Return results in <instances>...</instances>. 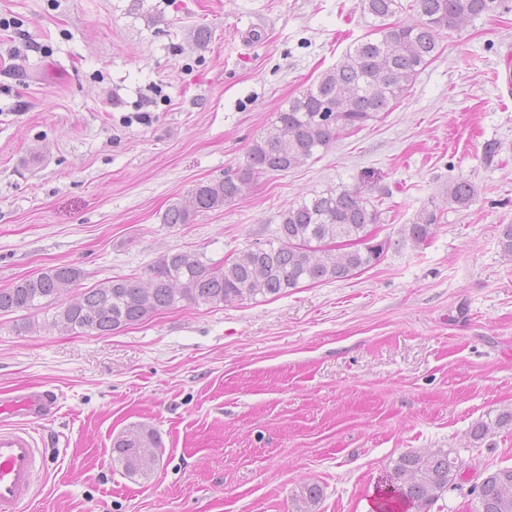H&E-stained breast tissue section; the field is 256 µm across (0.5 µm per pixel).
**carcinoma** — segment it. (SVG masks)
<instances>
[{"mask_svg":"<svg viewBox=\"0 0 512 512\" xmlns=\"http://www.w3.org/2000/svg\"><path fill=\"white\" fill-rule=\"evenodd\" d=\"M504 0H412L414 18L390 23L403 9L401 0H358L370 19V35L355 42L332 69L288 107L275 114L265 132L247 152L245 168L224 178L199 183L187 200L171 205L163 223L187 224L198 212L224 206L246 194L254 178L285 173L317 157L339 135L362 129L380 113L390 111L410 89L418 73L438 54V35L461 28L468 20L495 12ZM476 190L459 180L448 184V202L468 206ZM380 214L359 187L336 189L289 207L280 214L272 238L241 255L206 265L189 252L162 255L147 278L112 277L88 288L74 300L63 290L83 278L72 265L48 268L0 289V313L41 311L55 306L49 326L60 334L82 330L96 335L136 325L181 302L232 305L259 295L276 296L304 281L341 280L354 275L383 253L372 243L371 226ZM436 216L428 212L409 226L410 238L422 243L433 231ZM512 423V411L501 413L495 425ZM477 422L471 436L479 440L493 425ZM158 435L134 425L113 441L112 460L127 473L143 467L135 458H159ZM461 478L452 449L409 451L400 455L388 476L390 491L379 502L380 512H395L406 504L427 512ZM322 488L300 486L293 496L295 512H315ZM478 512H512V467L484 476L475 492Z\"/></svg>","mask_w":512,"mask_h":512,"instance_id":"cac0c4a2","label":"carcinoma"}]
</instances>
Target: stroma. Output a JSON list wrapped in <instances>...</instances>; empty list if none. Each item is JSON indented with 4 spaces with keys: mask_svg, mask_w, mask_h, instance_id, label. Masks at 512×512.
<instances>
[{
    "mask_svg": "<svg viewBox=\"0 0 512 512\" xmlns=\"http://www.w3.org/2000/svg\"><path fill=\"white\" fill-rule=\"evenodd\" d=\"M208 29L206 46L192 38ZM369 28L357 0H0V289L80 268V288L146 276L165 253L219 263L298 201L364 183L385 249L341 281L233 305L185 302L107 336L21 332L0 314V400L50 391L25 512H372L403 453L454 449L462 480L429 512H476L471 478L512 467V0L441 32L404 97L302 167L187 224L163 216L243 168L276 112ZM474 184L448 204L449 181ZM437 215L426 242L405 238ZM142 423L148 476L112 459ZM112 447L113 461L120 464L127 473L136 474L143 471L149 462L159 458L161 442L153 430L143 425H133L115 438ZM136 457L144 458L145 465L137 466ZM322 488L315 483L300 486L293 496L295 512H313L322 497Z\"/></svg>",
    "mask_w": 512,
    "mask_h": 512,
    "instance_id": "stroma-1",
    "label": "stroma"
}]
</instances>
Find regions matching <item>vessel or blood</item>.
Wrapping results in <instances>:
<instances>
[{
  "mask_svg": "<svg viewBox=\"0 0 512 512\" xmlns=\"http://www.w3.org/2000/svg\"><path fill=\"white\" fill-rule=\"evenodd\" d=\"M7 408L16 416L43 419L50 415L52 403L48 394L33 391L8 402ZM43 468V456L29 428L0 427V512H24Z\"/></svg>",
  "mask_w": 512,
  "mask_h": 512,
  "instance_id": "1",
  "label": "vessel or blood"
}]
</instances>
